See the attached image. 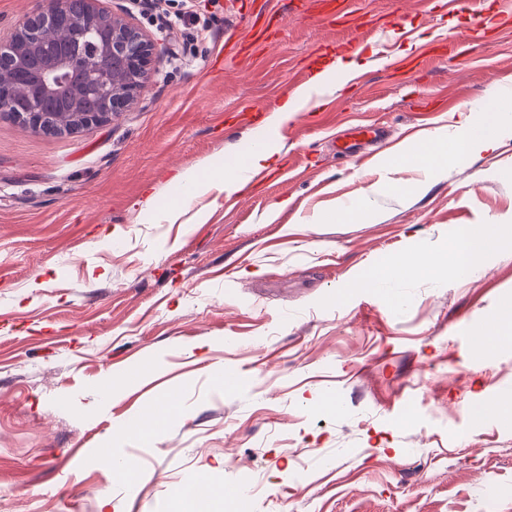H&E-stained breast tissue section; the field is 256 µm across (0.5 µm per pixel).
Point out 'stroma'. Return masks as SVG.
Returning <instances> with one entry per match:
<instances>
[{
    "label": "stroma",
    "instance_id": "obj_1",
    "mask_svg": "<svg viewBox=\"0 0 512 512\" xmlns=\"http://www.w3.org/2000/svg\"><path fill=\"white\" fill-rule=\"evenodd\" d=\"M264 2L194 0L180 29L163 20L181 0H115L167 48L133 108L58 136L0 117V512H225L240 487L232 512H512V412L471 414L512 397V340L473 350L512 300V247L464 278L358 285L474 225L512 234V139L425 184L381 163L512 92V17ZM338 59L362 69L315 85ZM299 86L258 179L196 199L206 223L139 222ZM367 128L381 141L354 140ZM364 201L372 220L336 221ZM170 395L149 440L122 434Z\"/></svg>",
    "mask_w": 512,
    "mask_h": 512
}]
</instances>
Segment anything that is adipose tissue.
Here are the masks:
<instances>
[{"label":"adipose tissue","instance_id":"1","mask_svg":"<svg viewBox=\"0 0 512 512\" xmlns=\"http://www.w3.org/2000/svg\"><path fill=\"white\" fill-rule=\"evenodd\" d=\"M509 136L512 137V112L502 105L500 98L494 97L488 99L482 112H468L453 132L433 131L417 149L387 156L384 163L390 168L414 166L428 175L447 165L474 158ZM175 180L190 186L195 198L216 184L233 193L245 183L241 173L224 170L216 164L206 165L201 175L188 171L179 173ZM502 241L498 225L474 226L450 244L448 263L421 255L397 257L365 279L363 285L375 287L387 279L406 274L443 273L449 269L459 273L465 265L477 263L484 254L499 247Z\"/></svg>","mask_w":512,"mask_h":512}]
</instances>
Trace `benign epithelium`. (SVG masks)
Here are the masks:
<instances>
[{"label":"benign epithelium","instance_id":"7a95c632","mask_svg":"<svg viewBox=\"0 0 512 512\" xmlns=\"http://www.w3.org/2000/svg\"><path fill=\"white\" fill-rule=\"evenodd\" d=\"M104 0H85V16L78 21L64 8V0H35L27 21L6 42L0 41V55L13 54L20 62L16 73L0 74V94L20 109V123L33 131L72 134L85 127L108 122L112 115L135 103L143 80L159 61L162 50L145 31L103 5ZM106 18L100 45L88 58L69 49L71 38L80 36L87 25ZM52 49L53 66L33 70L30 58ZM102 101L97 112H79L77 104L86 91ZM65 104L74 122L59 121L42 106Z\"/></svg>","mask_w":512,"mask_h":512}]
</instances>
